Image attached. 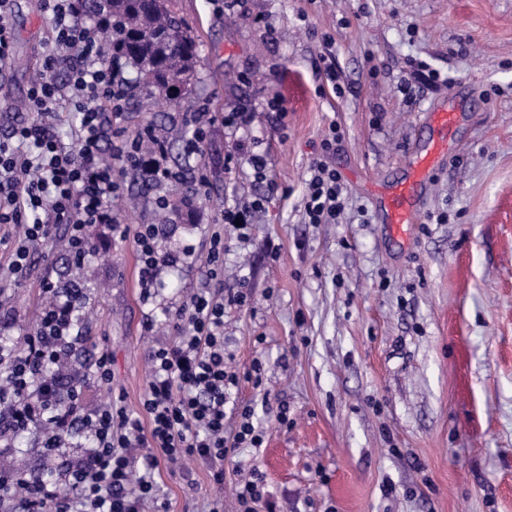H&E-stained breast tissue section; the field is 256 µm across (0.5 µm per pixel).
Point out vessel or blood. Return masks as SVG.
I'll return each instance as SVG.
<instances>
[{"mask_svg":"<svg viewBox=\"0 0 512 512\" xmlns=\"http://www.w3.org/2000/svg\"><path fill=\"white\" fill-rule=\"evenodd\" d=\"M430 119L434 133L410 161L407 175L378 192L383 221L397 235L415 221L418 203L431 176L449 152L448 131L455 125L457 114L448 107L437 106L431 109Z\"/></svg>","mask_w":512,"mask_h":512,"instance_id":"vessel-or-blood-1","label":"vessel or blood"}]
</instances>
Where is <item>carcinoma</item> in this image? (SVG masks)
<instances>
[{
    "label": "carcinoma",
    "instance_id": "cac0c4a2",
    "mask_svg": "<svg viewBox=\"0 0 512 512\" xmlns=\"http://www.w3.org/2000/svg\"><path fill=\"white\" fill-rule=\"evenodd\" d=\"M86 16L105 23L106 37L124 67L136 73L129 98L179 101L191 95L200 43L174 0H79Z\"/></svg>",
    "mask_w": 512,
    "mask_h": 512
}]
</instances>
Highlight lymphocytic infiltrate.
<instances>
[{"instance_id": "f902f5d3", "label": "lymphocytic infiltrate", "mask_w": 512, "mask_h": 512, "mask_svg": "<svg viewBox=\"0 0 512 512\" xmlns=\"http://www.w3.org/2000/svg\"><path fill=\"white\" fill-rule=\"evenodd\" d=\"M49 24L41 47L40 81L30 89L28 117L0 139V224L20 228L18 238L0 235L9 246L0 273L20 280L33 247L64 235L71 256L83 257L93 229L114 223L111 200L127 171L146 169L154 182L167 184L181 174L168 166L166 143L146 129L153 156L113 134L127 94L118 80L120 62L112 55L95 21L81 16L75 0H36ZM78 115L71 144L56 136L52 118ZM242 115L221 116L199 107L184 115L193 133L185 151L202 154L215 123L232 127ZM305 214L309 223H336L342 212V188L334 168L322 158L310 167ZM160 227L137 225L133 242L143 299L160 284L163 268L177 267L179 255L162 251ZM207 287L197 289L169 318L173 338L151 348V377L141 413L121 401L85 413L83 387L88 380L109 381L112 357L99 352L86 370L51 380L40 374L48 364L70 357L79 336L77 313L83 292L44 280L45 296L35 328L22 341L0 339V366L8 375L0 386V444L37 430L46 454L67 452L65 469L55 476L0 473V501L17 502L20 512H143L156 500L154 471L166 464L182 469L186 459L205 464L215 486L224 484V462L236 449L258 448L263 435L253 424L250 404L240 401V376L224 359V306L244 305L247 294L224 292V232L212 233L205 260ZM139 451L143 472L133 476L130 455Z\"/></svg>"}]
</instances>
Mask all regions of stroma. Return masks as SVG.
<instances>
[{"mask_svg": "<svg viewBox=\"0 0 512 512\" xmlns=\"http://www.w3.org/2000/svg\"><path fill=\"white\" fill-rule=\"evenodd\" d=\"M176 10L200 43L193 104L253 117L235 135L214 125L200 158L184 154L182 109L153 117L187 178L162 190L178 210L162 246L190 257L163 273L153 305L141 302L120 229L153 223L161 190L128 174L112 199L119 227L96 231L83 266L69 268L59 239L20 285L0 286V336L34 328L43 278L73 279L86 357L112 355L111 381L85 390L88 408L120 397L140 412L147 354L170 338L165 310L203 287L225 200L266 196L249 241L224 237V291L252 293L224 307L226 351L239 373L262 364L261 386L242 382L239 398L264 432L224 464L226 512L255 468L269 491L258 512H512V0H238L224 11L176 0ZM11 17L17 65L0 89L21 118L48 24L35 0H13ZM329 52L334 85L317 75ZM432 70L447 83L429 82ZM453 94L462 113L448 161L416 223L392 235L374 195L405 176L430 135L425 112ZM253 154L266 156L276 193L255 179ZM321 156L343 188L336 224L305 219ZM202 161L211 187L194 196ZM155 480L168 512H203L213 494L196 460L159 466Z\"/></svg>", "mask_w": 512, "mask_h": 512, "instance_id": "stroma-1", "label": "stroma"}]
</instances>
